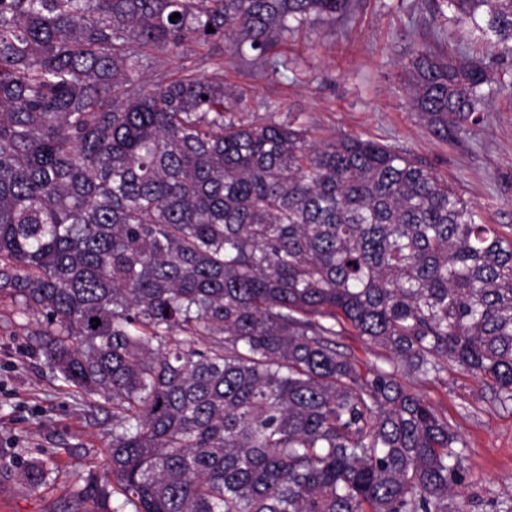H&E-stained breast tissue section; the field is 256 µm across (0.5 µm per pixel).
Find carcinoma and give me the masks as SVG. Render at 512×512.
<instances>
[{
  "instance_id": "obj_1",
  "label": "carcinoma",
  "mask_w": 512,
  "mask_h": 512,
  "mask_svg": "<svg viewBox=\"0 0 512 512\" xmlns=\"http://www.w3.org/2000/svg\"><path fill=\"white\" fill-rule=\"evenodd\" d=\"M351 2L0 0V295L112 409L91 512H448L465 444L402 376L457 368L512 412V225L408 153L250 121L224 88V50L275 78L288 36ZM433 7L512 58V0ZM406 73L446 143L512 92V64L466 51ZM349 330L389 366L338 351Z\"/></svg>"
}]
</instances>
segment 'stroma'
<instances>
[{
	"label": "stroma",
	"mask_w": 512,
	"mask_h": 512,
	"mask_svg": "<svg viewBox=\"0 0 512 512\" xmlns=\"http://www.w3.org/2000/svg\"><path fill=\"white\" fill-rule=\"evenodd\" d=\"M430 0H353L328 26L290 36L285 76L271 79L224 59V84L246 89L252 121H296L309 139L359 134L408 153L447 180L488 223L512 225V95L494 96L480 124L459 143L437 140L406 93L405 65L434 43ZM40 318L0 297V512H67L77 508L87 477L106 470L112 416L61 387L37 347ZM410 386L444 410L465 443L469 482L454 512H497L512 498V414L478 379L450 369ZM50 455L57 466L40 486L23 469Z\"/></svg>",
	"instance_id": "1"
}]
</instances>
